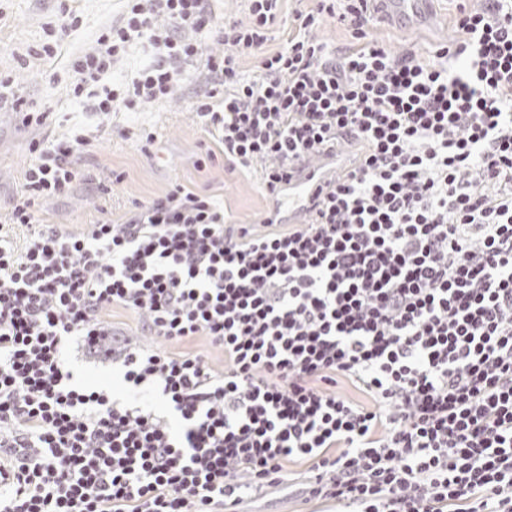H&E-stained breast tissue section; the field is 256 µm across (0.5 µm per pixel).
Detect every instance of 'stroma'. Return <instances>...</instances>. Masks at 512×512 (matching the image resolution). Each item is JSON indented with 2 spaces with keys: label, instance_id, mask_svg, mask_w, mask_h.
Returning a JSON list of instances; mask_svg holds the SVG:
<instances>
[{
  "label": "stroma",
  "instance_id": "35a3bbf8",
  "mask_svg": "<svg viewBox=\"0 0 512 512\" xmlns=\"http://www.w3.org/2000/svg\"><path fill=\"white\" fill-rule=\"evenodd\" d=\"M60 0H0V73L11 75L23 97L49 108L45 126L22 127L12 113L0 115V212H6L20 190L31 156V138L54 139L76 127L95 137L82 164L90 177L76 181L67 195L52 199L41 208L50 224H88L109 216L119 219L136 201L163 194L172 183L195 189L209 186L218 200L243 224L259 222L270 202L254 175H226L222 161L207 162L211 141L191 110L192 89L172 100L138 112H119L111 124H100L86 113L69 93L67 66L71 56L93 46L100 30L117 21L123 0H67L82 18V25L66 37L58 55L42 59L39 50L46 41V23L55 21ZM476 7V0H434L433 16L423 22L399 25L376 19L374 36L400 49L417 45L424 49L453 38L451 18L459 4ZM154 132L152 146L141 141L143 131ZM316 503L305 502L298 492L279 490L252 495L243 512H315Z\"/></svg>",
  "mask_w": 512,
  "mask_h": 512
}]
</instances>
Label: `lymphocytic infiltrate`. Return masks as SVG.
Masks as SVG:
<instances>
[{
    "label": "lymphocytic infiltrate",
    "instance_id": "lymphocytic-infiltrate-1",
    "mask_svg": "<svg viewBox=\"0 0 512 512\" xmlns=\"http://www.w3.org/2000/svg\"><path fill=\"white\" fill-rule=\"evenodd\" d=\"M212 2L125 0L71 96L105 123L199 85L225 171L271 199L300 159L362 152L305 224L176 182L73 229L40 207L92 137L32 140L0 230V512H238L290 462L344 512H512V0L428 54L375 39L369 0ZM136 44L149 63L111 82ZM78 362L120 366L132 401Z\"/></svg>",
    "mask_w": 512,
    "mask_h": 512
}]
</instances>
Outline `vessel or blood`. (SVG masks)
Segmentation results:
<instances>
[{
	"label": "vessel or blood",
	"instance_id": "obj_1",
	"mask_svg": "<svg viewBox=\"0 0 512 512\" xmlns=\"http://www.w3.org/2000/svg\"><path fill=\"white\" fill-rule=\"evenodd\" d=\"M431 0H372L376 13L406 21L426 17ZM340 158L332 154L314 155L302 160L295 168L294 178L287 189L274 201L271 219H285L292 224L306 223L311 205L321 188L329 185L334 173L342 168Z\"/></svg>",
	"mask_w": 512,
	"mask_h": 512
}]
</instances>
